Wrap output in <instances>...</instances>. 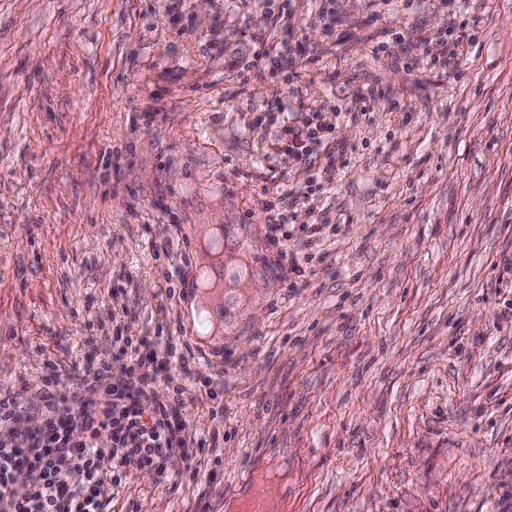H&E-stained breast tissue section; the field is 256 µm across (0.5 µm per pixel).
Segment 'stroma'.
<instances>
[{"mask_svg":"<svg viewBox=\"0 0 512 512\" xmlns=\"http://www.w3.org/2000/svg\"><path fill=\"white\" fill-rule=\"evenodd\" d=\"M277 8L0 0V389L191 347L160 396L198 475L130 469L105 512H512V0ZM322 112L308 113L301 125L289 126L285 135L287 140L281 141L279 151L288 157V160L299 163H311L313 158L312 144H320L326 136L335 130L332 123L323 122Z\"/></svg>","mask_w":512,"mask_h":512,"instance_id":"obj_1","label":"stroma"}]
</instances>
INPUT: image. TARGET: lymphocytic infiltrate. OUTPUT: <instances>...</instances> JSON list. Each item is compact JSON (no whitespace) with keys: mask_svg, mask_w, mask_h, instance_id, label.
Instances as JSON below:
<instances>
[{"mask_svg":"<svg viewBox=\"0 0 512 512\" xmlns=\"http://www.w3.org/2000/svg\"><path fill=\"white\" fill-rule=\"evenodd\" d=\"M334 129L322 113H309L301 125L287 127L280 151L291 161L311 162L313 145ZM122 351L130 365L120 375L105 359L50 365L34 407L22 392L0 390V512H104L103 486L121 492L130 469L159 466L175 455L198 473L202 439L176 423V402L159 400L155 389L161 363L175 358L185 366L193 353L177 355L168 346L144 355L129 336ZM62 376L69 379L64 392L56 388ZM21 467L31 483L23 498L10 488Z\"/></svg>","mask_w":512,"mask_h":512,"instance_id":"obj_1","label":"lymphocytic infiltrate"}]
</instances>
